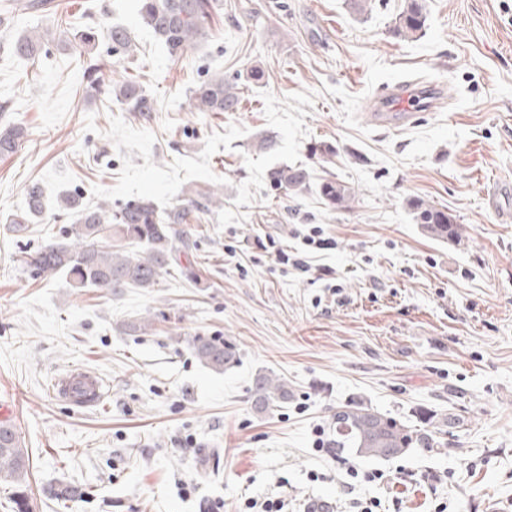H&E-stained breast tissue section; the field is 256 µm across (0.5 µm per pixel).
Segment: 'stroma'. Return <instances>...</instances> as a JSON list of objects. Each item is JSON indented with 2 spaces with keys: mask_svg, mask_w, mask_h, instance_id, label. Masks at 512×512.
<instances>
[{
  "mask_svg": "<svg viewBox=\"0 0 512 512\" xmlns=\"http://www.w3.org/2000/svg\"><path fill=\"white\" fill-rule=\"evenodd\" d=\"M58 2L72 30L131 31L134 56L104 40L88 54L155 109L88 97L54 16L0 24V103L11 106L0 121L30 131L0 159V400L29 452L26 484H0V512H16L18 496L29 512H206L216 500L223 512L265 500L357 512L369 499L374 512H512V223L486 200L512 191V0H426L413 40L390 33L403 0L362 21L345 0H217L208 35L176 60L134 0ZM33 27L51 31L35 64L9 53ZM255 67L263 82L249 79ZM215 72L237 82L239 111L191 110L192 89ZM434 80V109L397 128L373 122L384 89ZM278 166L306 168L310 187H272ZM329 176L350 187L348 207L317 193ZM33 180L46 214L19 232L7 218ZM217 185L223 209L187 225L155 287L75 288L19 262L70 228L55 216L60 194L169 207ZM410 197L452 213L459 237L415 224ZM314 231L332 248L309 246ZM274 246L289 263L271 259ZM146 318L151 331L130 332ZM197 336L224 337L238 363L207 368L190 349ZM78 367L105 381L101 404L50 392ZM259 373L287 381L286 408L256 411ZM350 404L438 444L389 461L318 450L317 430ZM62 483L81 497L55 499Z\"/></svg>",
  "mask_w": 512,
  "mask_h": 512,
  "instance_id": "1",
  "label": "stroma"
}]
</instances>
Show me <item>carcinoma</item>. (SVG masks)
<instances>
[{"mask_svg":"<svg viewBox=\"0 0 512 512\" xmlns=\"http://www.w3.org/2000/svg\"><path fill=\"white\" fill-rule=\"evenodd\" d=\"M18 11L47 12L53 9L50 0H18ZM214 0H137V12L142 23L160 40L170 57L178 58L202 38L211 24ZM427 23L426 0H404L395 19L393 34L413 39L422 33ZM44 35H20L10 44V53L25 60L40 58ZM107 41L112 53H129L133 42L123 25L107 29ZM83 80L95 92H102L105 78L99 65L91 59L82 63ZM109 95L132 112H152L154 103L133 81L119 84ZM240 104L236 82L224 77H211L200 82L190 98L196 112H235ZM28 137L27 128L19 123L0 126V158L15 155ZM310 175L299 167H276L269 170V180L276 188L297 189L309 184ZM320 196L334 208L347 207L351 189L346 184L325 178L319 186ZM224 204V196L206 190L186 196L182 203L161 210L147 197L131 200L112 210L104 205L88 207L76 194L59 197L62 210L77 216V224L62 239H52L33 252H26L21 262L32 273L41 276H66L81 287L153 288L172 265L175 253L176 224H187L196 212ZM45 196L41 185L29 183L24 189L23 207L9 218L16 231L45 211ZM406 208L416 223L439 238L455 237L458 225L455 217L425 201L410 197ZM196 357L208 368L222 371L237 363L235 345L219 336L197 337L192 342ZM253 402L261 412L277 411L288 404V383L270 373L258 375L251 388ZM336 448H354L367 458L391 460L403 456L414 444L430 446L433 435L413 434L392 417L362 405L344 406L331 415ZM29 471V454L23 448L13 426L0 424V481L22 484Z\"/></svg>","mask_w":512,"mask_h":512,"instance_id":"carcinoma-1","label":"carcinoma"}]
</instances>
